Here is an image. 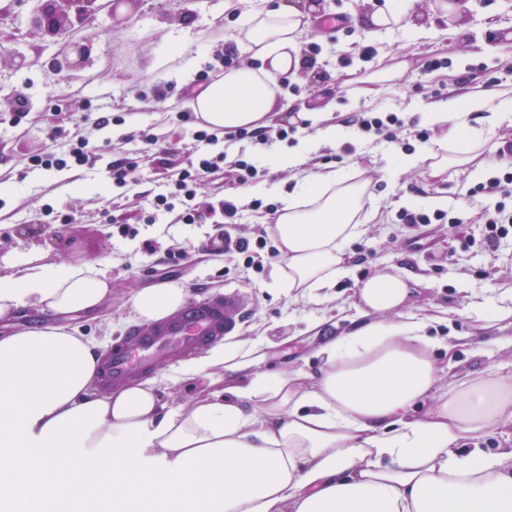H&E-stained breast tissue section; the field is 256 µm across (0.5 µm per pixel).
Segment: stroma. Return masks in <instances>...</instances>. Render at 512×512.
Wrapping results in <instances>:
<instances>
[{
    "instance_id": "stroma-1",
    "label": "stroma",
    "mask_w": 512,
    "mask_h": 512,
    "mask_svg": "<svg viewBox=\"0 0 512 512\" xmlns=\"http://www.w3.org/2000/svg\"><path fill=\"white\" fill-rule=\"evenodd\" d=\"M384 0H321L302 53L311 66L282 86V103L292 111L329 112L339 126V146L319 145L307 162L292 170L274 169L275 154L295 145L314 128L288 140L264 145L229 144L220 170L199 175L197 223H182L178 212L149 223L153 198L176 170L195 157L193 124L177 120L189 110L193 91L206 76L221 72L220 60L232 55L243 63L238 14L224 0H137L120 20L99 12L84 30L87 62L75 72L54 73L61 42L33 32L26 14L33 0L8 5L0 19V51L16 50L21 67L0 69V275L13 271L25 255L45 264L93 263L112 278V296L103 309L78 319L85 336L110 349L132 325L131 299L142 289L165 282L188 288L191 297L222 292L241 306L229 343L260 340L275 356L308 355L309 327L324 336L347 333L359 312L358 286L377 273L412 274L421 286L406 302L430 317V336L454 346L444 379L448 386L512 374V318L493 311L500 291L512 289V236L498 250L482 243L485 209L495 197L465 200L478 180L458 169L429 181L421 169L399 170L398 146L362 135L357 122L366 112H393L405 132L427 129L430 138L442 126L426 125L430 106L484 96L489 106L512 97V48L502 47L512 31V0H471L462 16L442 15L433 0H414L411 13L422 19L425 35L394 29L368 39L363 20ZM183 44L182 53L170 50ZM372 44L382 63L406 61L407 72L382 86L371 99L352 102L345 81L371 71L359 56ZM446 59L444 68L424 67L430 56ZM79 134L95 151L87 166L45 171L30 159L51 146L58 134ZM155 143L142 148V136ZM255 157L263 173L234 188L230 175L240 152ZM137 159L144 178L135 192L112 182L109 163ZM361 170L378 210L364 234L346 245L347 273L321 303L294 300L273 285L283 257L260 250L259 262L246 267L237 252L216 249L224 235L232 239L273 240L269 203L308 191L317 173L343 175ZM442 197L450 224H401L398 211H419L421 200ZM235 198L240 221L226 223L223 202ZM262 200L263 208L252 205ZM53 206L59 220L46 217ZM24 225L40 233L23 236ZM184 363L163 365L153 373L168 405L191 401L207 388L204 376L187 378Z\"/></svg>"
}]
</instances>
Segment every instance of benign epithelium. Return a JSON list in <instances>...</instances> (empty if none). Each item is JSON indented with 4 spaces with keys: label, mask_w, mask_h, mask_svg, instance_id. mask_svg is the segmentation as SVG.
Here are the masks:
<instances>
[{
    "label": "benign epithelium",
    "mask_w": 512,
    "mask_h": 512,
    "mask_svg": "<svg viewBox=\"0 0 512 512\" xmlns=\"http://www.w3.org/2000/svg\"><path fill=\"white\" fill-rule=\"evenodd\" d=\"M132 2L134 0H42V4L30 12L28 21L36 32L63 39L56 70H78L85 59L81 33L86 19L103 9L113 15L119 4Z\"/></svg>",
    "instance_id": "benign-epithelium-1"
}]
</instances>
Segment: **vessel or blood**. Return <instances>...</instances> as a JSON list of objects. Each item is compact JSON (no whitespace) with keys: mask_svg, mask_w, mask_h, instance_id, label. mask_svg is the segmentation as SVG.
Masks as SVG:
<instances>
[{"mask_svg":"<svg viewBox=\"0 0 512 512\" xmlns=\"http://www.w3.org/2000/svg\"><path fill=\"white\" fill-rule=\"evenodd\" d=\"M237 305L218 294L189 300L176 314L133 326L124 342L105 352L99 366L102 387L129 384L150 375L159 364L192 356L232 335Z\"/></svg>","mask_w":512,"mask_h":512,"instance_id":"obj_1","label":"vessel or blood"}]
</instances>
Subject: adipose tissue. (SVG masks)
I'll use <instances>...</instances> for the list:
<instances>
[{
	"instance_id": "ef3b65f1",
	"label": "adipose tissue",
	"mask_w": 512,
	"mask_h": 512,
	"mask_svg": "<svg viewBox=\"0 0 512 512\" xmlns=\"http://www.w3.org/2000/svg\"><path fill=\"white\" fill-rule=\"evenodd\" d=\"M315 0H278L243 12L237 41L252 63L224 71L190 105L207 128L269 126L280 82L304 67L301 45ZM481 110L470 125L472 110ZM512 99L483 98L426 112L445 134L399 170L482 168L481 153ZM368 180L334 172L289 196L272 226L285 267L277 285L318 302L346 272L345 246L374 217ZM412 289L377 274L359 295L364 320L312 339L311 356L281 366L257 340L205 359L211 391L161 403L146 379L97 386L100 353L75 328L44 325L0 334V507L8 512H512V448L474 441L512 425V377L438 391L446 367L406 309ZM112 279L94 264L19 260L0 276V320L24 311L97 309ZM186 288L164 283L131 302L135 320L176 313ZM317 371H309L311 360ZM432 401L425 417L415 408Z\"/></svg>"
}]
</instances>
